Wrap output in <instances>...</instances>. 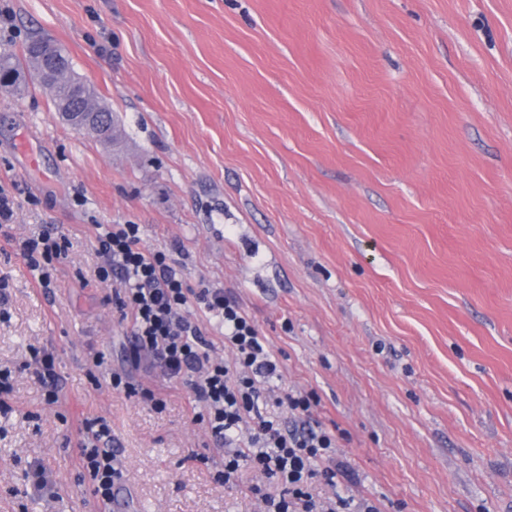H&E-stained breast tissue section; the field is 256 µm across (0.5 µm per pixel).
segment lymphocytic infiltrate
I'll use <instances>...</instances> for the list:
<instances>
[{
  "label": "lymphocytic infiltrate",
  "instance_id": "obj_1",
  "mask_svg": "<svg viewBox=\"0 0 512 512\" xmlns=\"http://www.w3.org/2000/svg\"><path fill=\"white\" fill-rule=\"evenodd\" d=\"M19 199L0 184V237L19 255L42 287L66 256L65 237L48 232L11 234ZM96 276L111 283L112 305L131 334L130 361L148 359L166 380L186 384L194 423L203 425L224 451L219 480L238 481L244 472L261 475L251 491L264 512H379L367 498L342 491L347 466L336 451L338 436L319 422V400L301 389L276 393L278 360L239 301L223 287L186 284L183 265L170 253L146 248L136 224H99ZM200 311L221 327L219 340L206 336L192 317ZM223 356H216V348ZM81 465L91 493L111 501L117 470L110 449L112 429L101 418L84 419ZM332 490L316 493V484Z\"/></svg>",
  "mask_w": 512,
  "mask_h": 512
}]
</instances>
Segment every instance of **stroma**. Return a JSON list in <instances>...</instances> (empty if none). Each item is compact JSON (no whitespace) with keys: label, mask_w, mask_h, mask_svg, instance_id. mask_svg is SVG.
Listing matches in <instances>:
<instances>
[{"label":"stroma","mask_w":512,"mask_h":512,"mask_svg":"<svg viewBox=\"0 0 512 512\" xmlns=\"http://www.w3.org/2000/svg\"><path fill=\"white\" fill-rule=\"evenodd\" d=\"M118 118L106 146L48 92L0 89L11 232L68 239L52 288L0 240V512H113L79 461L112 428L123 512H261L193 423L92 378L141 379L95 271L94 227L138 224L190 288L224 286L346 431L380 512H512V0H9ZM55 358L59 400L30 368ZM207 461H200V454ZM48 483L33 487L35 473Z\"/></svg>","instance_id":"1"}]
</instances>
